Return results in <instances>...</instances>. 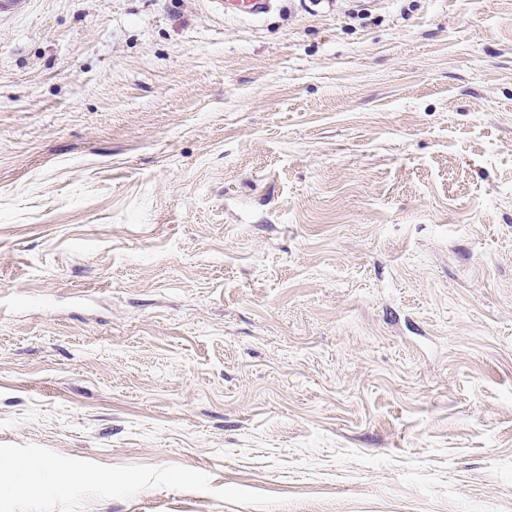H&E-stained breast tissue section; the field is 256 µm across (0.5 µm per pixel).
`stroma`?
<instances>
[{
  "instance_id": "obj_1",
  "label": "stroma",
  "mask_w": 512,
  "mask_h": 512,
  "mask_svg": "<svg viewBox=\"0 0 512 512\" xmlns=\"http://www.w3.org/2000/svg\"><path fill=\"white\" fill-rule=\"evenodd\" d=\"M0 455V512H512V0L0 9ZM274 1L273 0H225L224 12L236 16L256 18L268 13Z\"/></svg>"
}]
</instances>
